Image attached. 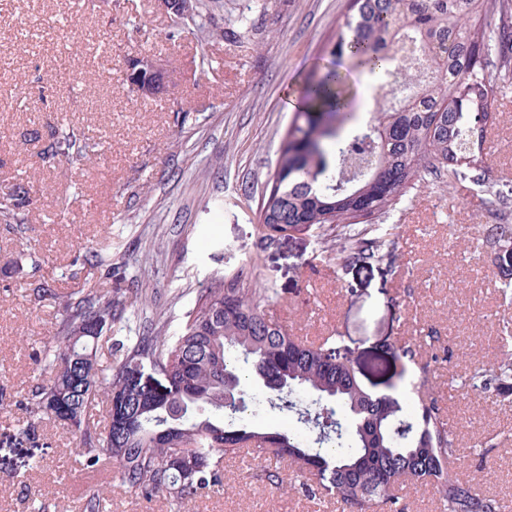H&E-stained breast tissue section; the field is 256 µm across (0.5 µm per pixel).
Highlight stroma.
Returning a JSON list of instances; mask_svg holds the SVG:
<instances>
[{
	"label": "stroma",
	"mask_w": 512,
	"mask_h": 512,
	"mask_svg": "<svg viewBox=\"0 0 512 512\" xmlns=\"http://www.w3.org/2000/svg\"><path fill=\"white\" fill-rule=\"evenodd\" d=\"M207 3L204 28L178 31L159 0H0V35L10 38L0 45V196L30 189L23 229L0 224V388L15 397L0 406V512H76L102 483L112 512H341L334 500L279 490L288 470L245 454L225 458L227 487L147 501L114 468L78 464L57 422L44 420L35 444H10L35 361L63 319L61 307L34 304L31 288H143L153 303L113 324L121 340L151 323L177 329L199 289L240 271L273 289L264 310L291 335L350 345L368 390L413 408L434 397L461 478L512 512V392L455 381L496 366L512 318L501 276L512 256L488 238L490 225H512V46L487 59L496 114L481 166L465 183L423 173L383 220L382 260L361 265L310 234L268 240L257 215L305 80L328 63L348 0ZM138 57L166 73L165 93L129 88ZM55 126L92 147V159L44 160ZM106 251L111 266L90 263ZM428 329L441 338V360L420 341ZM401 343L414 357L399 354Z\"/></svg>",
	"instance_id": "stroma-1"
}]
</instances>
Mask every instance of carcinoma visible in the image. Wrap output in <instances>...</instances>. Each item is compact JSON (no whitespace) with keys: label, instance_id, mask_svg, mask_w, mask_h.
I'll return each mask as SVG.
<instances>
[{"label":"carcinoma","instance_id":"obj_1","mask_svg":"<svg viewBox=\"0 0 512 512\" xmlns=\"http://www.w3.org/2000/svg\"><path fill=\"white\" fill-rule=\"evenodd\" d=\"M182 24L200 25L202 0H187ZM500 0H350L349 13L336 32L330 55L333 68L311 79L307 109L296 113L278 148L277 168L262 194L260 228L264 236H286L307 225L316 236L343 237L351 257H379L378 241L361 238L357 226L381 219L398 204L422 172L448 171L467 177L460 131L467 144L481 149L483 124L493 117L494 86L485 72L492 51V18ZM465 17L476 19L467 27ZM407 41L420 46L432 80L421 83L405 67L396 75L403 97L386 99L380 110L352 136L355 120L346 111L353 72L388 75ZM56 159L88 157L87 146L54 130L43 151ZM384 175L389 187L373 178ZM368 200L369 213L354 210V194ZM23 210L0 202V224L21 225ZM498 249L512 254V225L491 229ZM36 299L52 300L66 312L40 359L45 378L27 395L26 422L18 443L34 442L45 416L61 422L77 441L81 463H109L121 485L150 499L162 494L180 502L212 487L224 486V458L254 447L256 458L272 456L295 468L302 489L332 498L347 512H375L395 505L396 487L414 481L430 487L444 512H502L494 496L461 480L453 465L454 439L435 400L421 404V417L403 412L400 401L374 395L355 372V351L328 336L303 342L267 318L269 289L251 288L243 274L215 280L202 288L185 322L173 336L161 328L120 345L121 358L100 373L97 352L112 342V321L127 307L144 309L152 300L137 289L123 299L90 293L77 299L50 288H33ZM151 363L165 377L161 387L136 382L129 369ZM264 383L273 393L267 404L292 416L286 431L259 432L241 422L248 411L244 382ZM512 352L492 373L476 368L466 377L478 391L509 388ZM241 403H224V388ZM305 392L308 403L292 399ZM106 402L108 424L90 426L91 412ZM108 495H90L83 512H106Z\"/></svg>","mask_w":512,"mask_h":512}]
</instances>
